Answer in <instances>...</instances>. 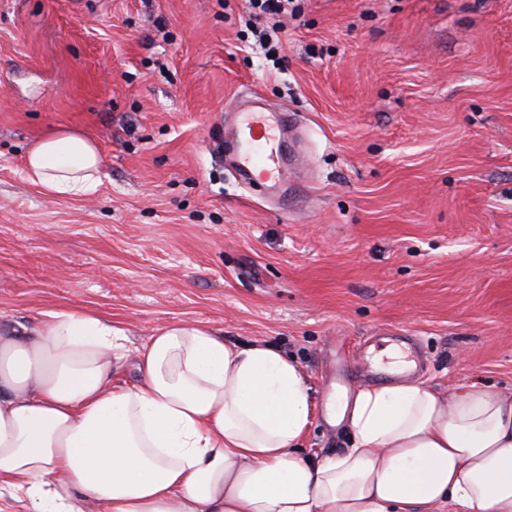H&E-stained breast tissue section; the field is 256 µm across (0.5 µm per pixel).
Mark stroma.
I'll list each match as a JSON object with an SVG mask.
<instances>
[{"instance_id":"obj_1","label":"stroma","mask_w":512,"mask_h":512,"mask_svg":"<svg viewBox=\"0 0 512 512\" xmlns=\"http://www.w3.org/2000/svg\"><path fill=\"white\" fill-rule=\"evenodd\" d=\"M269 24L249 0H0V318L269 342L318 414L393 341L435 389L512 394V0H301L273 60ZM245 85L300 116L296 198L218 150ZM63 129L99 146L93 194L27 177Z\"/></svg>"}]
</instances>
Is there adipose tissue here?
Here are the masks:
<instances>
[{
	"label": "adipose tissue",
	"mask_w": 512,
	"mask_h": 512,
	"mask_svg": "<svg viewBox=\"0 0 512 512\" xmlns=\"http://www.w3.org/2000/svg\"><path fill=\"white\" fill-rule=\"evenodd\" d=\"M26 165L51 195L100 183L96 144L73 130L38 141ZM126 340L88 309L0 326V512H512V395L364 387L327 406L349 447L311 459L296 360L186 322ZM128 356L138 379L114 387Z\"/></svg>",
	"instance_id": "1"
}]
</instances>
